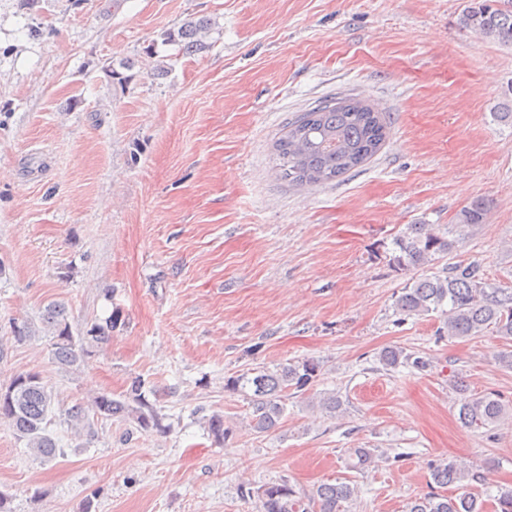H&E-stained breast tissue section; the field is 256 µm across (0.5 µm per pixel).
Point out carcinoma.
<instances>
[{
  "mask_svg": "<svg viewBox=\"0 0 512 512\" xmlns=\"http://www.w3.org/2000/svg\"><path fill=\"white\" fill-rule=\"evenodd\" d=\"M459 26L487 40L512 46V0H466L459 17ZM207 24L189 22L178 30L164 34L165 40L182 46L189 54L203 53ZM388 135L385 114L367 103L350 105L342 99L319 103L315 108L288 121L274 142L281 177L295 185H324L364 165L382 148ZM487 204L474 199L464 206L458 221L462 225L483 221ZM457 241L440 234L431 224H409L394 241L389 257L398 270L419 268L430 264L435 256L448 254ZM396 312L403 318L423 316L438 310L447 315L448 337L466 338L491 332L512 342V289L492 287L480 276L479 267L457 265L443 274L415 279L398 296ZM44 320L52 327V359L59 365L77 368L82 356L108 339L106 329L95 325L88 335L73 336L65 318L64 306L52 302L44 309ZM385 369L400 366L422 370L426 361L417 353H408L401 346H389L379 354ZM320 376V366L313 360H295L275 371L254 368L230 377L224 389L243 394L248 399L249 418L258 434H269L282 424L288 399L302 395ZM146 382L133 380L119 397L103 392L91 403L77 402L64 410V418L82 426L83 435L93 437L97 419H117L140 431L158 430L161 418L145 396ZM508 411L492 394L466 398L458 411V420L466 428H488ZM55 417V395L52 387L38 372L17 375L0 387V420L5 419L19 441L26 443L33 454L49 461L64 453L48 433ZM207 432L214 442L222 444L230 429L224 416L207 418ZM372 448H352L348 468L361 471L374 462ZM433 482L444 488L459 485L461 493L445 495L431 491L410 504L408 512H486V503L470 491L471 483L482 481L480 472L455 460H443L432 466ZM260 512H342L343 504L352 500L355 487L348 482L323 483L309 493L297 491L286 479L268 483L256 491Z\"/></svg>",
  "mask_w": 512,
  "mask_h": 512,
  "instance_id": "cac0c4a2",
  "label": "carcinoma"
}]
</instances>
